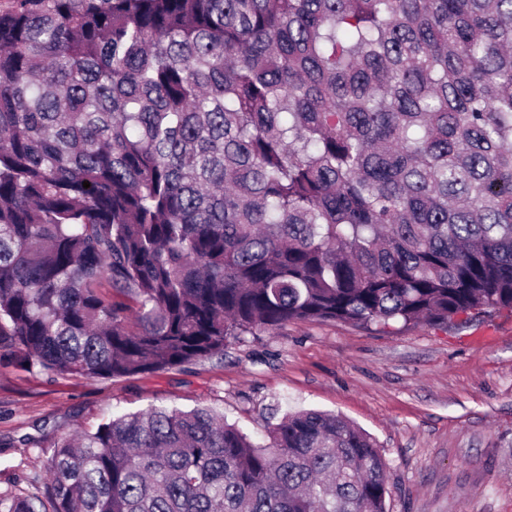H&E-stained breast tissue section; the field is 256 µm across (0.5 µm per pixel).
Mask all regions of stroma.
<instances>
[{"instance_id": "obj_1", "label": "stroma", "mask_w": 512, "mask_h": 512, "mask_svg": "<svg viewBox=\"0 0 512 512\" xmlns=\"http://www.w3.org/2000/svg\"><path fill=\"white\" fill-rule=\"evenodd\" d=\"M152 405L214 409L255 440L286 412L331 411L377 440L387 512H512V311L444 328L294 322L126 378L0 365V496L36 492L54 439Z\"/></svg>"}]
</instances>
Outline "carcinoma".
I'll use <instances>...</instances> for the list:
<instances>
[{
	"label": "carcinoma",
	"mask_w": 512,
	"mask_h": 512,
	"mask_svg": "<svg viewBox=\"0 0 512 512\" xmlns=\"http://www.w3.org/2000/svg\"><path fill=\"white\" fill-rule=\"evenodd\" d=\"M502 309L512 0L0 13V360L111 379L295 321ZM50 448L43 492L0 512H386L390 494L375 439L314 410L255 443L152 406Z\"/></svg>",
	"instance_id": "cac0c4a2"
}]
</instances>
